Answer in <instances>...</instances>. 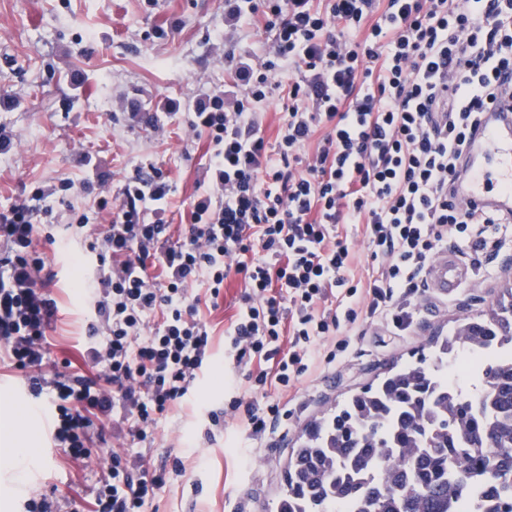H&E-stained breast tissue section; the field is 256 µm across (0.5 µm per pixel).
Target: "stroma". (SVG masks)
Returning <instances> with one entry per match:
<instances>
[{"label":"stroma","mask_w":512,"mask_h":512,"mask_svg":"<svg viewBox=\"0 0 512 512\" xmlns=\"http://www.w3.org/2000/svg\"><path fill=\"white\" fill-rule=\"evenodd\" d=\"M273 37L242 25L224 30V0H0V211L46 191L52 213L40 250L52 259L48 295L57 305L50 333L51 360L79 363L88 340L91 308L82 290L97 266L90 245L94 226L68 222L70 209L94 208L100 196L119 195L139 168L154 165L166 177L174 209L188 211L209 158L205 134L190 130L189 112L209 95L240 91L224 70V57L265 59ZM164 108L161 129L132 117L131 107ZM72 182V191L59 188ZM512 287V247L471 268L453 295L426 288L412 327L395 333L366 323L339 351L326 338L322 353L335 367L317 363L294 394L281 397V422L255 448L243 425L207 437V411L224 406V329L236 309L238 276L224 283L218 306L201 305L212 330L214 363L195 398L162 418L150 453L167 465V482L146 512H276L284 471L302 430L351 395L377 383L393 366L432 354L434 338L463 319L479 316ZM29 442L31 460L22 482L0 471V512H24L27 499L57 487L62 512H88L93 487L111 450L132 447L131 438L94 447L86 463L71 462L51 437V416L32 398L27 377L0 364V413ZM252 446V445H251ZM180 467H173V460Z\"/></svg>","instance_id":"35a3bbf8"}]
</instances>
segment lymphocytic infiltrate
Listing matches in <instances>:
<instances>
[{"instance_id": "lymphocytic-infiltrate-1", "label": "lymphocytic infiltrate", "mask_w": 512, "mask_h": 512, "mask_svg": "<svg viewBox=\"0 0 512 512\" xmlns=\"http://www.w3.org/2000/svg\"><path fill=\"white\" fill-rule=\"evenodd\" d=\"M227 21L272 32L274 56L251 65L227 58L243 81L234 111L209 97L189 121L211 148L188 222H173L158 170L129 179L96 238L103 254L85 284L96 316L84 351L44 373L56 304L35 230L40 203L0 212V357L30 371L35 398L53 410L52 439L84 462L107 436L152 439L213 362L202 300L217 303L241 278L224 330V407L214 429L243 422L253 439L274 429L273 395L319 359L320 344L361 321L407 330L406 306L444 248L471 262L512 238V220L458 203L460 149L480 127L483 105L512 98V0H224ZM288 71L283 132L261 133L259 110L273 72ZM362 227L375 262L356 280L341 229ZM245 379L247 391L237 381ZM166 470L142 452L112 454L92 512H142Z\"/></svg>"}]
</instances>
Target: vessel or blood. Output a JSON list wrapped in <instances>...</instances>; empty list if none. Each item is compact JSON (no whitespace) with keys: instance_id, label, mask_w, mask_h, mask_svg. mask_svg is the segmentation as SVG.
I'll return each instance as SVG.
<instances>
[{"instance_id":"1","label":"vessel or blood","mask_w":512,"mask_h":512,"mask_svg":"<svg viewBox=\"0 0 512 512\" xmlns=\"http://www.w3.org/2000/svg\"><path fill=\"white\" fill-rule=\"evenodd\" d=\"M489 118L463 147L462 157L468 160L471 173L466 182L458 183V199L512 215V108L490 107ZM495 159L494 168H487L486 159ZM432 285L441 294L455 292L466 281L468 268L455 256L439 255L429 269Z\"/></svg>"}]
</instances>
